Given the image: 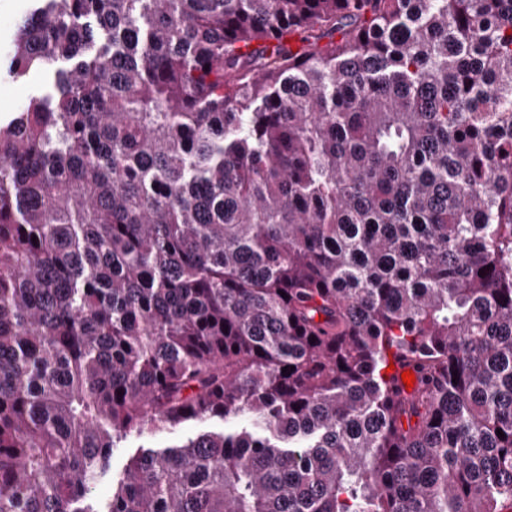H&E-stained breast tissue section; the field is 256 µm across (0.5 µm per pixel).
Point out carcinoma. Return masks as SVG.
<instances>
[{
  "label": "carcinoma",
  "instance_id": "carcinoma-1",
  "mask_svg": "<svg viewBox=\"0 0 512 512\" xmlns=\"http://www.w3.org/2000/svg\"><path fill=\"white\" fill-rule=\"evenodd\" d=\"M38 65L0 512L512 509V0H32ZM198 428L199 425L192 422L185 423L174 428H169L162 433L157 434L153 443L158 446L176 444L196 432Z\"/></svg>",
  "mask_w": 512,
  "mask_h": 512
}]
</instances>
